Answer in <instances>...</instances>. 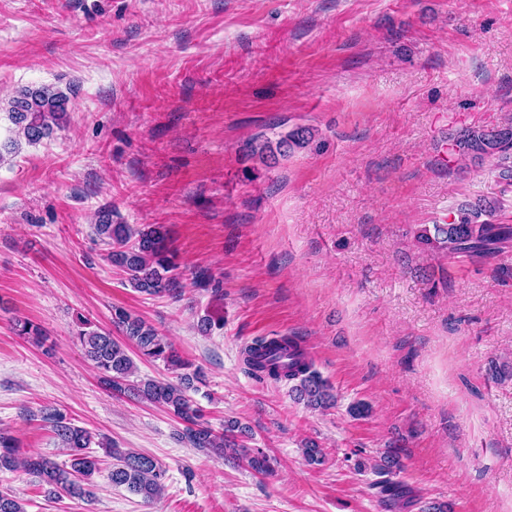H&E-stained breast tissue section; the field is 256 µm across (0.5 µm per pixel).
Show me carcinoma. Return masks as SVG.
Wrapping results in <instances>:
<instances>
[{"instance_id":"cac0c4a2","label":"carcinoma","mask_w":512,"mask_h":512,"mask_svg":"<svg viewBox=\"0 0 512 512\" xmlns=\"http://www.w3.org/2000/svg\"><path fill=\"white\" fill-rule=\"evenodd\" d=\"M69 97L52 86L24 87L16 92L3 107L14 126L15 137L5 145L9 153H16L21 143L36 145L62 127L68 112ZM313 132L305 127L295 128L280 136L276 142H253L251 152L261 158L285 156L305 147ZM452 151L460 167L466 162L489 157L500 177L512 179V125L496 129L464 130L452 139ZM495 211L493 202L487 201L473 210H465L446 224L434 225L435 237L427 234L420 239L450 254L468 252L476 257H487L502 251L512 243V224H492L481 219ZM95 232L103 244L109 246L107 259L127 275L129 285L139 293L150 296L176 294L181 288L176 251L168 241L163 224L131 225L112 223V214L98 215ZM112 323L131 343L137 355L152 361H161L176 381L130 378L136 372L133 358L126 345L113 339L103 329H82L78 339L88 360L100 373V382L117 393L126 390L138 398L161 406L180 419L185 428L184 438L193 448L211 449L234 461L246 460L256 473L272 472L267 456L251 455L240 448L236 437L245 434V427L230 420L224 430L217 432L202 421V413L189 391L195 383L203 381L202 369L182 359L174 347L154 326L142 317L122 307L112 309ZM16 334L36 345L43 343L42 331L29 321L14 320ZM243 364L252 376L273 381L292 383L295 398L314 409H327L335 405L336 396L320 374L313 369L301 343L293 336L261 337L242 350ZM53 430L67 449L69 463L61 465L42 455H18L14 437L0 430V471L21 468L35 476L51 493L89 500L93 496V476L96 460L89 448L96 445L107 450L116 460L112 466V484L125 486L150 503L163 491V470L154 457L134 451L122 450L105 438H95L89 430L66 421L61 414L50 417ZM403 465L399 452L387 450L372 465L381 479L373 486L379 489L380 505L385 512H402L404 499L402 484L393 480ZM0 512H26L25 504L10 490H0Z\"/></svg>"}]
</instances>
